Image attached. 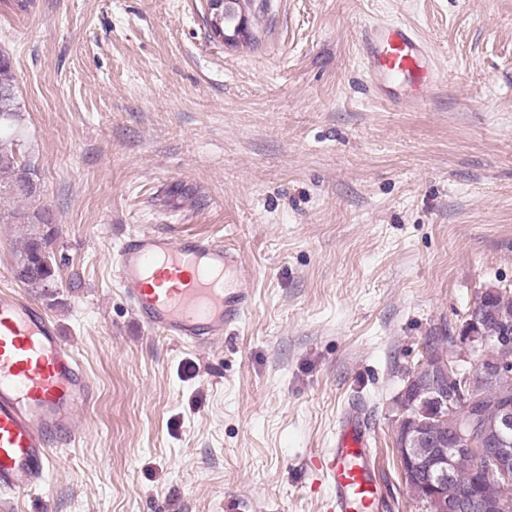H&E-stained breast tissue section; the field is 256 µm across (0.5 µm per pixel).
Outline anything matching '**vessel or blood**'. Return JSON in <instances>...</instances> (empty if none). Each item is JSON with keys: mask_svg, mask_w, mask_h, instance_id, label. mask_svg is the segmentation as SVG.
Returning <instances> with one entry per match:
<instances>
[{"mask_svg": "<svg viewBox=\"0 0 512 512\" xmlns=\"http://www.w3.org/2000/svg\"><path fill=\"white\" fill-rule=\"evenodd\" d=\"M375 96L401 106L424 100L437 84L431 48L410 27L379 22L359 45ZM115 266L139 323L193 345L223 339L252 306V274L234 249L212 235L144 229L126 238ZM93 384L56 323L23 293L0 291V489L47 480L53 446L72 442L74 415ZM360 407L336 426L335 445L318 464L330 490L328 512H357L378 492L376 465Z\"/></svg>", "mask_w": 512, "mask_h": 512, "instance_id": "1", "label": "vessel or blood"}]
</instances>
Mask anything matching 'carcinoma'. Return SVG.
<instances>
[{"instance_id":"obj_1","label":"carcinoma","mask_w":512,"mask_h":512,"mask_svg":"<svg viewBox=\"0 0 512 512\" xmlns=\"http://www.w3.org/2000/svg\"><path fill=\"white\" fill-rule=\"evenodd\" d=\"M219 2L209 3L211 11L204 16L207 36L213 40L224 36V29L235 24L231 15L224 14V9L217 8ZM18 116L15 95V77L9 57L0 55V121L13 120ZM0 174L6 180L0 181V221L8 224H24L29 232L20 241L19 257L16 263V278L34 288L40 289V296L56 301L55 294L48 293V287L59 283L60 265L54 252L58 237L57 225L50 210L43 206L35 209H19L15 203L19 200H34L38 194L32 192H15L13 186L24 176L37 180L35 168L28 163H20L16 156L14 143L0 140ZM191 196L190 189L181 183L164 190L156 198L158 206L167 211H178L184 207ZM480 303L493 305L500 323L512 328V290L489 288L480 293ZM416 387L403 379V386L396 398V404L406 410V414L396 419V438H402L410 430L415 432L427 427L442 442L440 448H432L423 443L421 447L432 448L437 455L448 453V442L453 440L460 424L471 421L475 431L488 440H494L500 430V412L505 406L512 407V378L498 382L488 381L481 373L471 374L466 382L465 394L477 398V403L469 410L456 406L439 413L430 406L422 404L416 398ZM456 469L463 475L459 481H450L440 485L438 494L450 500L463 496L475 495L487 501H495L503 496L504 490L498 484L479 476L470 475V461L465 457L456 459ZM411 496L430 508V490L426 483L406 482Z\"/></svg>"}]
</instances>
